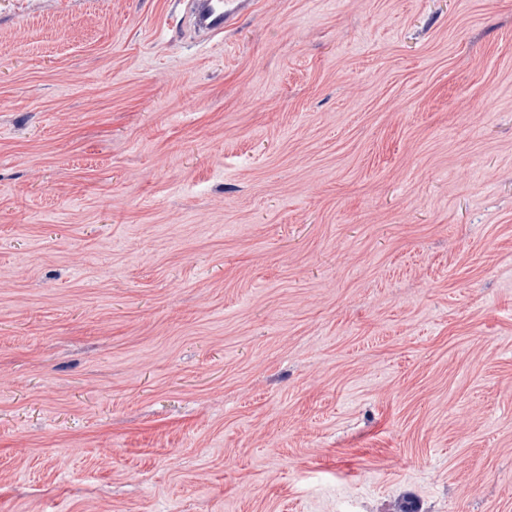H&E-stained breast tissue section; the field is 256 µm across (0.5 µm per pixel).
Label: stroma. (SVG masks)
<instances>
[{
  "mask_svg": "<svg viewBox=\"0 0 512 512\" xmlns=\"http://www.w3.org/2000/svg\"><path fill=\"white\" fill-rule=\"evenodd\" d=\"M0 0V512H512V0ZM189 18L197 33L208 36H218L224 33L234 17L239 1L232 0L224 4V0H190Z\"/></svg>",
  "mask_w": 512,
  "mask_h": 512,
  "instance_id": "35a3bbf8",
  "label": "stroma"
}]
</instances>
